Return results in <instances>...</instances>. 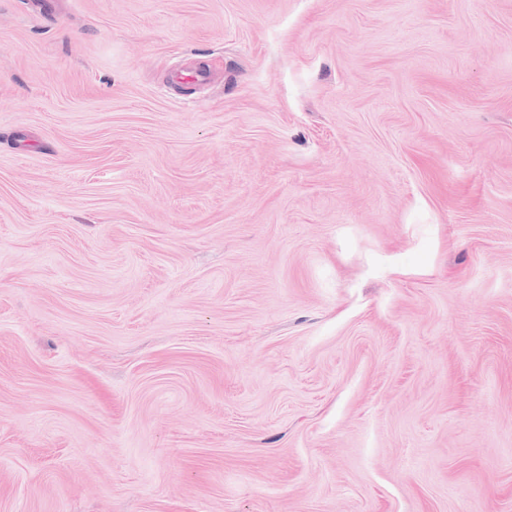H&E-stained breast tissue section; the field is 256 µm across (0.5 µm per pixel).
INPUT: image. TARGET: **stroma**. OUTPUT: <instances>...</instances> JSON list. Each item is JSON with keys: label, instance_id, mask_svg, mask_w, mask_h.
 <instances>
[{"label": "stroma", "instance_id": "1", "mask_svg": "<svg viewBox=\"0 0 512 512\" xmlns=\"http://www.w3.org/2000/svg\"><path fill=\"white\" fill-rule=\"evenodd\" d=\"M29 2L0 512H512V0Z\"/></svg>", "mask_w": 512, "mask_h": 512}]
</instances>
